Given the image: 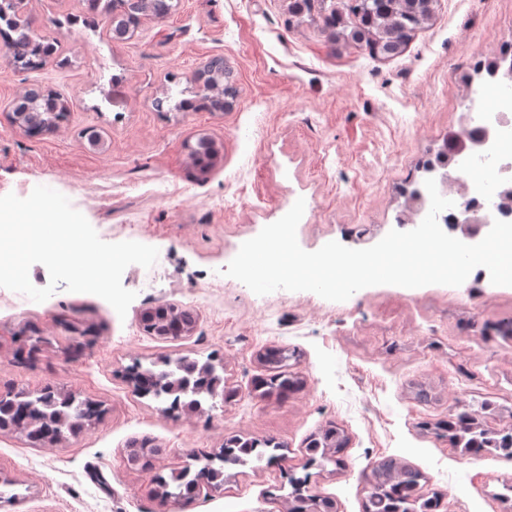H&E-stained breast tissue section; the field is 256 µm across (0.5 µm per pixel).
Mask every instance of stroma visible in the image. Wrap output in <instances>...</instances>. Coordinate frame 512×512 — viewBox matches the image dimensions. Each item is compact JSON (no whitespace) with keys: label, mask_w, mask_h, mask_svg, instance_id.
<instances>
[{"label":"stroma","mask_w":512,"mask_h":512,"mask_svg":"<svg viewBox=\"0 0 512 512\" xmlns=\"http://www.w3.org/2000/svg\"><path fill=\"white\" fill-rule=\"evenodd\" d=\"M172 5L119 39L111 15H88L85 0H24L35 40H53V62L18 70L0 47V196L51 187L103 241L167 256L123 275L136 294L123 317L93 294L60 287L36 303L0 288V393L50 384L102 409L58 445L34 448L0 432V480L21 496L1 501L0 512H165L156 478L199 470L233 436L269 441L266 461L225 466L223 495L196 496L182 512H286L289 480L304 475L337 512H362L361 476L387 457L444 493L441 512H505L498 495L512 485V460L463 456L438 424L465 403L485 429L512 431V335L500 333L512 322V287L378 285L333 302L308 291L259 296L224 270L300 198L297 240L309 252L331 241L367 248L397 229L427 164L472 119L466 95L483 86L484 63L512 53V0H436L431 21L389 58L333 41L318 5L299 18L290 0ZM215 57L236 91L228 108L180 109L201 93L195 73ZM31 89L70 106L35 137L9 117ZM91 130L102 147L89 148ZM202 137L220 149L204 170L189 157ZM165 303L194 312L193 335L159 341L143 331L140 311ZM25 328L44 343L19 364ZM75 328L85 347L69 359ZM272 347L287 350L284 369L303 388L259 395L261 356ZM179 357L223 367L236 392L204 427L174 423L164 402L137 395L126 376L132 364ZM484 401L491 410L481 411ZM332 424L348 438L343 465L306 466L309 439ZM133 440L157 454L129 464Z\"/></svg>","instance_id":"1"}]
</instances>
